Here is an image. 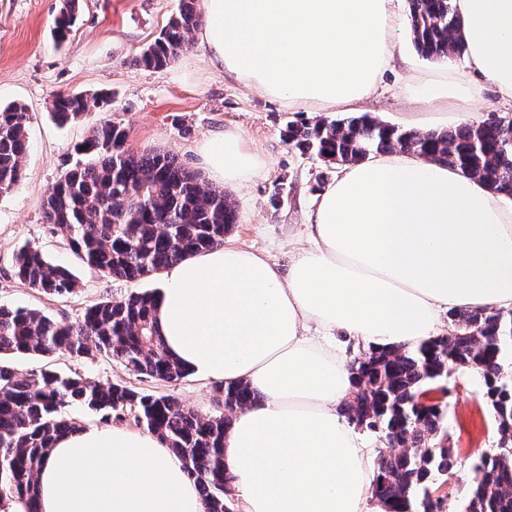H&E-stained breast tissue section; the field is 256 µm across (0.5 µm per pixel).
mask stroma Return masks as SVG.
I'll return each instance as SVG.
<instances>
[{
  "mask_svg": "<svg viewBox=\"0 0 512 512\" xmlns=\"http://www.w3.org/2000/svg\"><path fill=\"white\" fill-rule=\"evenodd\" d=\"M178 5L179 0H82L69 38L59 44L51 29L61 0H0V104H22L30 117L24 179L14 192L0 196V303L37 308L74 321L94 302L159 288L156 277L125 281L89 271L43 221L46 192L75 161L74 145L106 119L126 126L129 150L172 152L199 172L205 169L200 143L224 129L239 130L270 160L272 172L228 188L238 222L227 241L246 245L283 268L292 249L305 244L310 204L336 169L289 148L283 134L289 123L341 120L344 112L288 109L212 69L194 45L166 69L139 66L140 52L158 36ZM393 53L376 92L358 104V112L398 127L413 118L427 129H442L443 115L461 112L460 102L452 98L426 104L416 100L413 87L420 80L466 79L465 59H454L445 68L422 58L406 27ZM61 92H108L112 108L90 109L78 122L61 128L49 114L53 98ZM26 245L37 246L48 260L69 266L80 280L77 292L55 299L21 283L13 272V257ZM52 366L106 385L172 394L203 414L224 409L213 381L194 374L169 384L136 376L103 356L85 361L60 357ZM457 380L458 390L433 394L445 408L443 431L457 456L444 512H464L473 464L498 446L497 425L482 397L480 375L461 374Z\"/></svg>",
  "mask_w": 512,
  "mask_h": 512,
  "instance_id": "1",
  "label": "stroma"
}]
</instances>
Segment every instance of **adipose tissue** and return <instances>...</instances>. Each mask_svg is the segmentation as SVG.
<instances>
[{"label": "adipose tissue", "mask_w": 512, "mask_h": 512, "mask_svg": "<svg viewBox=\"0 0 512 512\" xmlns=\"http://www.w3.org/2000/svg\"><path fill=\"white\" fill-rule=\"evenodd\" d=\"M467 86L419 83L464 106L491 82L512 101V0H454ZM210 65L293 110H354L377 89L401 29V0H202ZM211 178L238 187L268 175L237 131L203 141ZM306 245L287 269L238 244L171 264L156 321L191 373L248 385L224 436L237 512H383L377 445L341 408L350 361L415 346L451 309H512V203L459 169L409 153L344 166L318 194ZM40 512H205L200 488L156 436L87 425L60 438L38 473Z\"/></svg>", "instance_id": "obj_1"}]
</instances>
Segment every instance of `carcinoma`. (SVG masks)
Wrapping results in <instances>:
<instances>
[{"label":"carcinoma","mask_w":512,"mask_h":512,"mask_svg":"<svg viewBox=\"0 0 512 512\" xmlns=\"http://www.w3.org/2000/svg\"><path fill=\"white\" fill-rule=\"evenodd\" d=\"M79 0H63L54 21L57 42L66 41ZM410 35L427 60L466 53L452 0H408ZM200 0H180L178 11L136 62L149 69L170 66L201 26ZM112 104L105 93L57 95L50 114L57 124L76 122L90 107ZM29 117L18 103L0 105V195L18 188L29 149ZM289 146L325 164H353L396 148L446 163L480 177L495 193L512 198V121L490 115L453 130L418 132L385 124L369 115L342 120L292 123ZM120 121L106 119L75 151L79 158L49 189L45 223L62 235L89 270L126 281L158 276L177 260L224 242L236 213L224 191L173 153L126 147ZM15 275L29 288L53 298L74 294L79 279L32 246L14 256ZM153 293L97 301L76 321L38 309L0 304V512L26 499L39 512L35 477L58 437L79 426L64 408H86L108 423L131 420L160 438L182 460L200 486L207 512H234L224 467V434L236 409L255 394L245 385L217 387L226 413L202 415L172 395L154 396L120 384L100 385L80 374L47 367L18 372L7 358L36 355L45 360L112 358L129 371L174 383L189 375L168 356L153 320ZM512 317L496 309L448 312V333L416 347H377L352 364L355 391L344 414L358 430L399 449L379 451L374 461L375 496L386 512H443L431 500L436 481L447 482L457 461L438 438L444 416L439 402H417L420 394L450 376L454 368H476L482 397L491 406L500 436L512 437V367L504 338ZM465 512H512V440L473 467Z\"/></svg>","instance_id":"obj_1"}]
</instances>
